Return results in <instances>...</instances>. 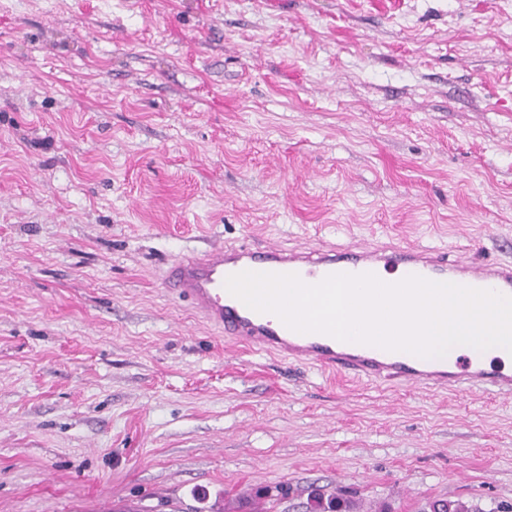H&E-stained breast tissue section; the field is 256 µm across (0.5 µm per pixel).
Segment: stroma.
I'll use <instances>...</instances> for the list:
<instances>
[{"label": "stroma", "mask_w": 512, "mask_h": 512, "mask_svg": "<svg viewBox=\"0 0 512 512\" xmlns=\"http://www.w3.org/2000/svg\"><path fill=\"white\" fill-rule=\"evenodd\" d=\"M512 261V0H0V512H512V398L230 348L215 244ZM308 512H356L360 507L352 500L338 496L326 500L318 493H311L306 506ZM420 512H483L478 503L462 499H435L427 501Z\"/></svg>", "instance_id": "35a3bbf8"}]
</instances>
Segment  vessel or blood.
<instances>
[{"label":"vessel or blood","instance_id":"obj_1","mask_svg":"<svg viewBox=\"0 0 512 512\" xmlns=\"http://www.w3.org/2000/svg\"><path fill=\"white\" fill-rule=\"evenodd\" d=\"M243 271L295 274L308 284L331 274L395 271L403 278L417 275L512 296V261L488 262L466 256L451 259L434 248L392 243L321 248L219 244L175 257L163 278L169 294L189 302L210 324L223 330L226 339L253 351L273 353L291 363L352 378L408 385L417 390L488 389L512 396L511 372L488 368L467 357L430 363L403 351L293 331L277 316L256 312L227 291V277Z\"/></svg>","mask_w":512,"mask_h":512}]
</instances>
